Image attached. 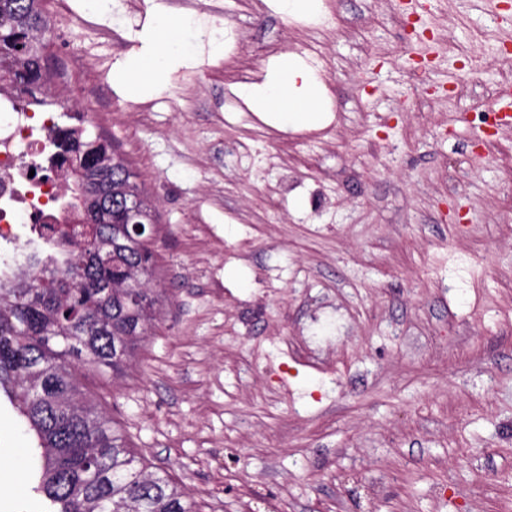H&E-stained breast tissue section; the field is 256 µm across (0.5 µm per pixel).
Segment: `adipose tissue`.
Here are the masks:
<instances>
[{
    "label": "adipose tissue",
    "mask_w": 512,
    "mask_h": 512,
    "mask_svg": "<svg viewBox=\"0 0 512 512\" xmlns=\"http://www.w3.org/2000/svg\"><path fill=\"white\" fill-rule=\"evenodd\" d=\"M172 62L171 51L154 50L131 62L124 76L131 84L154 83L168 73ZM242 96L260 118L286 130L311 129L324 120L316 82L290 63L283 73L268 76L263 84L246 88Z\"/></svg>",
    "instance_id": "adipose-tissue-1"
}]
</instances>
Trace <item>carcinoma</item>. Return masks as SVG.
Here are the masks:
<instances>
[{
    "instance_id": "obj_1",
    "label": "carcinoma",
    "mask_w": 512,
    "mask_h": 512,
    "mask_svg": "<svg viewBox=\"0 0 512 512\" xmlns=\"http://www.w3.org/2000/svg\"><path fill=\"white\" fill-rule=\"evenodd\" d=\"M49 28L43 0H0V79L17 101L52 77L49 39L31 51L34 26ZM57 132L72 156L65 202L76 222L42 224L41 244L23 270H0V396L33 434L40 464L29 483L49 512H198L160 468L151 469L115 422L80 401L78 374L125 370L156 319L162 299L148 288L155 276L153 238L127 235L117 214L96 207L100 165L112 190L140 198L147 224L157 215L127 162L85 127L64 122ZM120 242L112 264L102 257Z\"/></svg>"
}]
</instances>
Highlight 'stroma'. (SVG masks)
I'll return each mask as SVG.
<instances>
[{"label":"stroma","mask_w":512,"mask_h":512,"mask_svg":"<svg viewBox=\"0 0 512 512\" xmlns=\"http://www.w3.org/2000/svg\"><path fill=\"white\" fill-rule=\"evenodd\" d=\"M476 0H421L423 29L503 40ZM85 26L43 89L85 113L159 216L156 326L82 399L199 512H505L512 505V128L477 148L512 55L438 54L391 0H323L322 127L285 132L243 87L299 62L278 0H58ZM186 50L155 88L122 77L148 20ZM32 442L0 402V512H46Z\"/></svg>","instance_id":"obj_1"}]
</instances>
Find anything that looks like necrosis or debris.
Wrapping results in <instances>:
<instances>
[{
	"mask_svg": "<svg viewBox=\"0 0 512 512\" xmlns=\"http://www.w3.org/2000/svg\"><path fill=\"white\" fill-rule=\"evenodd\" d=\"M0 83V245H18L17 225L39 224L64 178L59 149L49 143L55 113L15 107Z\"/></svg>",
	"mask_w": 512,
	"mask_h": 512,
	"instance_id": "necrosis-or-debris-1",
	"label": "necrosis or debris"
}]
</instances>
